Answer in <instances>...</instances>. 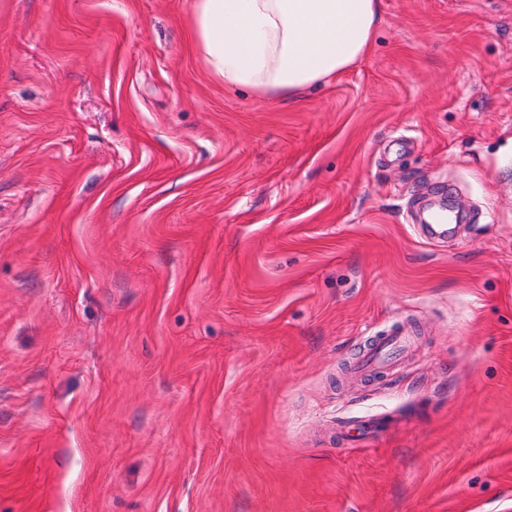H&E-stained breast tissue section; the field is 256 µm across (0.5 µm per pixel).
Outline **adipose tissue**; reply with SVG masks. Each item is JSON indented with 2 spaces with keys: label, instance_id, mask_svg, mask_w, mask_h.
<instances>
[{
  "label": "adipose tissue",
  "instance_id": "adipose-tissue-1",
  "mask_svg": "<svg viewBox=\"0 0 512 512\" xmlns=\"http://www.w3.org/2000/svg\"><path fill=\"white\" fill-rule=\"evenodd\" d=\"M379 0H196L193 34L228 87L297 99L367 52Z\"/></svg>",
  "mask_w": 512,
  "mask_h": 512
}]
</instances>
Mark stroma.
Returning <instances> with one entry per match:
<instances>
[{"mask_svg":"<svg viewBox=\"0 0 512 512\" xmlns=\"http://www.w3.org/2000/svg\"><path fill=\"white\" fill-rule=\"evenodd\" d=\"M193 3L0 0V512H512V0H380L295 101ZM407 332V328L399 324L373 336L355 361V373L366 378L394 372L408 345Z\"/></svg>","mask_w":512,"mask_h":512,"instance_id":"stroma-1","label":"stroma"}]
</instances>
